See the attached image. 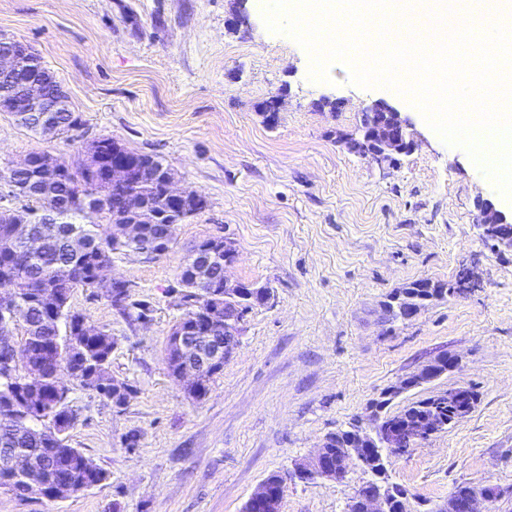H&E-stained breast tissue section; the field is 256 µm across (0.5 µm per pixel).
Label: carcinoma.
<instances>
[{
	"mask_svg": "<svg viewBox=\"0 0 512 512\" xmlns=\"http://www.w3.org/2000/svg\"><path fill=\"white\" fill-rule=\"evenodd\" d=\"M52 127L37 124L32 115L21 117L26 127L41 136L53 138L74 129L77 118L69 101L63 100V111L56 113ZM86 162L72 170L65 162L48 153L34 152L36 166L20 171L17 181L28 185L25 196L38 204L22 211H0V303L17 301L21 310L17 320L23 322V348L27 360L0 366V449L17 459V469L0 471V488L20 489L24 483L59 482L74 493L106 480V473L93 466L76 448L67 444V433L73 417L66 404V389L60 372L85 380V372L96 374L94 390L111 402L124 404L132 393L128 384L116 397L112 394L110 364L115 339L106 331L90 324L71 310L70 298L78 287H95L96 279L112 268V253L120 247L150 250L157 236L166 229L200 212L204 200L189 193L183 210L170 212L159 179L147 173L138 184L116 188L95 167V155H111L112 140L92 142L86 147ZM131 190L148 199L145 213L130 216L122 206V198ZM104 212L118 225L113 236L98 238L94 225L81 219L90 213ZM29 226V237L16 234L21 220ZM140 224L144 236L127 240L119 225ZM84 241L78 253L70 248L72 234ZM214 242L209 238L194 245L180 266L179 282L185 288L184 301L192 306L182 317L180 326L199 324V309L224 304V251L214 253L206 270L196 264L194 253ZM455 285L459 292L469 289L462 271L445 283L416 281L406 287L401 303L419 298L437 299L446 288ZM65 321V335L59 334V322ZM456 406L440 395L424 398L394 414L396 418L431 416L439 423L448 422Z\"/></svg>",
	"mask_w": 512,
	"mask_h": 512,
	"instance_id": "cac0c4a2",
	"label": "carcinoma"
}]
</instances>
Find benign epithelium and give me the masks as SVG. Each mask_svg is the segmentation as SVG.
Segmentation results:
<instances>
[{
	"instance_id": "benign-epithelium-1",
	"label": "benign epithelium",
	"mask_w": 512,
	"mask_h": 512,
	"mask_svg": "<svg viewBox=\"0 0 512 512\" xmlns=\"http://www.w3.org/2000/svg\"><path fill=\"white\" fill-rule=\"evenodd\" d=\"M30 55L29 48L20 42L3 40L0 42V74L15 76L22 72L25 57ZM61 100L49 96L44 81L36 76L20 79L14 90L0 97V110L3 112H43L50 115L61 111ZM384 112L387 121L363 122L362 143L370 152L368 156L375 161H394L397 155L412 153L417 147L407 120L393 107L378 101L365 110L366 115ZM149 165L129 162L127 149L117 141H112V163L108 166V175L112 184L123 186L142 178ZM476 227L481 236L494 242L499 251L512 252V215L496 208L489 200H479L476 204ZM245 312L243 308H223L224 342H212L205 345L193 331L180 327L171 329L172 343L176 350L178 370L172 378L192 387L198 382L201 363H225L237 347L242 331ZM0 351L8 362L14 363L25 359L26 353L18 349L10 337L7 325L0 326ZM448 403L457 406V410L448 424H453L465 416L473 407L475 397L464 387L452 388L444 392ZM440 427L433 423L413 424L400 419H374L372 427L352 428L343 446L334 450L328 447L329 438H324L315 453L298 464L294 477L310 482L316 479L341 480L350 467L358 466L369 470V453L375 452L381 462H388L389 456L402 453L414 443L426 440L438 433ZM378 477L363 485V491L356 494L349 508L355 512H392L397 500H407V494L400 487L383 480L385 468L372 471ZM286 490V480L279 476L274 480L265 479L247 500L244 512H280ZM502 490L497 486L487 485L472 489L462 498L448 502V512H486L487 505L499 499Z\"/></svg>"
}]
</instances>
